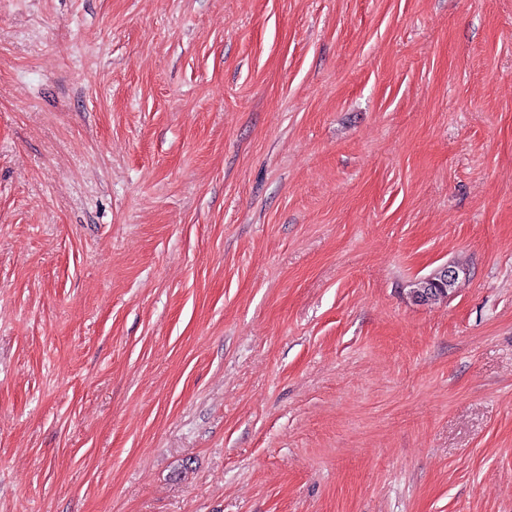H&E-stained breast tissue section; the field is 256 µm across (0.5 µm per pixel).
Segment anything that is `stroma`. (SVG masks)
I'll return each mask as SVG.
<instances>
[{
  "instance_id": "obj_1",
  "label": "stroma",
  "mask_w": 512,
  "mask_h": 512,
  "mask_svg": "<svg viewBox=\"0 0 512 512\" xmlns=\"http://www.w3.org/2000/svg\"><path fill=\"white\" fill-rule=\"evenodd\" d=\"M0 512H512V0H0Z\"/></svg>"
}]
</instances>
